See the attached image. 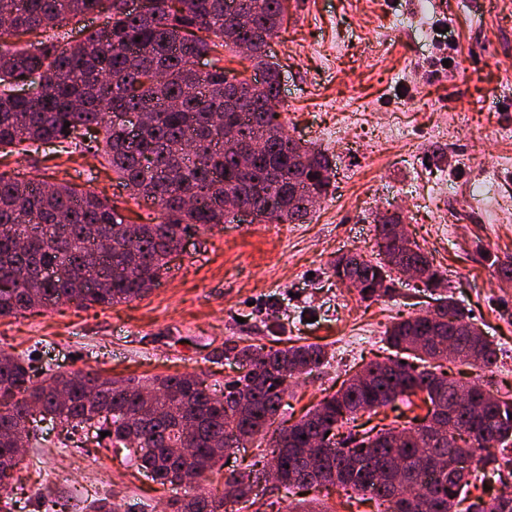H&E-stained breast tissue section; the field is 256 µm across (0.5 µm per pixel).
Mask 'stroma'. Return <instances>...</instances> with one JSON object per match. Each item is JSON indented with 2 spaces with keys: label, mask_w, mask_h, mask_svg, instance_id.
<instances>
[{
  "label": "stroma",
  "mask_w": 512,
  "mask_h": 512,
  "mask_svg": "<svg viewBox=\"0 0 512 512\" xmlns=\"http://www.w3.org/2000/svg\"><path fill=\"white\" fill-rule=\"evenodd\" d=\"M268 52L280 66L287 130L325 151L331 186L305 223L248 220L192 231L143 298L109 308L60 303L0 319V348L23 355L38 378L48 370L101 371L143 380L192 372L215 390L238 374L233 345L285 349L318 344L329 363L293 383L285 417L298 421L359 366L390 352L384 331L431 309L410 279L369 300L337 284L331 263L361 251L376 259L375 222L399 216L406 234L448 279L455 300L497 344L496 365L462 362L443 371L512 396V281L490 260H512V0H285ZM0 173L92 185L118 202L128 222L158 208L131 199L97 160L41 147L0 153ZM87 477L88 492L74 485ZM25 512H42L51 487L64 512L83 497H109L120 512H160L187 495L139 471L96 427L62 430L25 447L12 481ZM236 512H286L292 499L322 500L326 512H379L376 500L343 489H258Z\"/></svg>",
  "instance_id": "obj_1"
}]
</instances>
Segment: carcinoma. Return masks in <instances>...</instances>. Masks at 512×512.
Instances as JSON below:
<instances>
[{
  "instance_id": "obj_1",
  "label": "carcinoma",
  "mask_w": 512,
  "mask_h": 512,
  "mask_svg": "<svg viewBox=\"0 0 512 512\" xmlns=\"http://www.w3.org/2000/svg\"><path fill=\"white\" fill-rule=\"evenodd\" d=\"M95 12L109 20L74 44L61 48L49 37ZM284 16V0H146L139 13L127 0H0V22H9L0 25V152L66 143L103 158L130 197L159 207L158 222L139 225L131 247L118 205L98 192L0 174V319L62 296L101 307L144 297L190 229L224 223V189L216 184L226 180L262 222H305L308 191L328 193L330 162L279 121L280 71L267 47ZM241 42L253 47L258 80L231 81L220 66V49ZM198 57L211 58V69L195 70ZM34 74L41 93L17 96ZM125 112L146 116L136 143L117 122ZM405 260L447 287L415 243ZM341 267L369 283L383 264L359 253L336 258L333 274ZM478 331L452 296L440 294L434 309L385 333L391 348L424 366L398 357L371 362L288 427L278 422L281 385L329 363L318 345L228 348L245 373L219 397L187 373L153 377L151 396L138 381L97 371L36 381L22 357L1 349L0 488L21 462L14 438L29 425L69 431L98 418L110 425L112 442L140 449V468L154 482L192 489L170 500L169 512H228L268 471L286 491L332 485L368 493L386 504L383 512H397L408 493L427 497L424 512H455L463 503L462 512H502L497 497H470L469 460L479 449L489 463L512 464V397L472 384L471 396L458 401L461 384L426 366L492 367L498 352ZM418 393L430 403L426 423L373 436L352 426L359 413ZM257 440L271 448L261 468L232 471L220 486L208 482L231 450Z\"/></svg>"
}]
</instances>
